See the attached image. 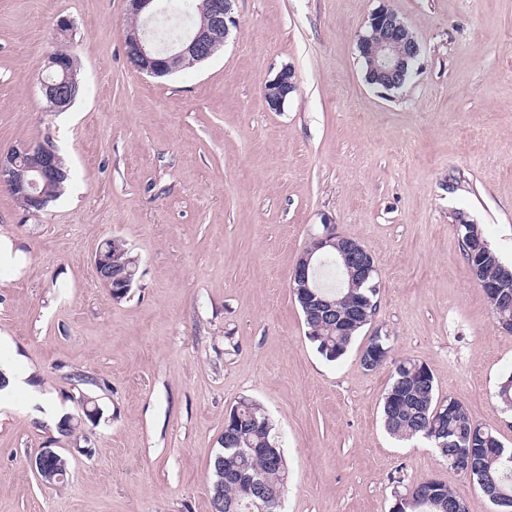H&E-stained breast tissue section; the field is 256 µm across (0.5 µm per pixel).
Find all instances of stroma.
I'll use <instances>...</instances> for the list:
<instances>
[{
    "label": "stroma",
    "instance_id": "obj_1",
    "mask_svg": "<svg viewBox=\"0 0 512 512\" xmlns=\"http://www.w3.org/2000/svg\"><path fill=\"white\" fill-rule=\"evenodd\" d=\"M388 8L420 45L411 78L368 84L358 47ZM223 51L157 79L128 63L125 0H0V152L53 142L74 175L38 215L0 186V233L25 255L0 268V512H212L210 464L242 399L274 421L288 466L283 512H390L436 479L477 512L478 486L419 440L390 436L381 398L417 360L440 397L512 448L495 397L512 373L463 256L459 219L512 266V0H235ZM69 18V39L55 36ZM81 91L46 111L49 54ZM285 67L298 89L271 110ZM332 224L377 266L378 306L340 359L309 339L290 287ZM139 259L113 300L93 257L105 239ZM389 357L367 370L374 333ZM102 416L61 436L56 418ZM68 460L42 483L39 448ZM297 90L295 73L291 68H283L264 87V96L269 108L279 112L283 109L290 95Z\"/></svg>",
    "mask_w": 512,
    "mask_h": 512
}]
</instances>
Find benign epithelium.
I'll return each mask as SVG.
<instances>
[{
  "mask_svg": "<svg viewBox=\"0 0 512 512\" xmlns=\"http://www.w3.org/2000/svg\"><path fill=\"white\" fill-rule=\"evenodd\" d=\"M127 11L143 20L140 28L125 38V54L136 70L154 77L170 73V62L181 58L193 66L211 58L223 47L235 25L232 15L234 0H209L208 10L201 14L193 28L177 41L161 44L152 35L150 25L162 11L160 0H126ZM360 53L367 55L369 66L365 78L368 84L390 91L403 85L418 59L420 47L407 27L388 9L380 8L371 14L367 30L359 38ZM47 69L51 76L41 82L48 109L60 112L72 99L74 74L68 58L52 54ZM297 90L295 73L282 69L264 87L269 108L283 109L290 95ZM65 173L59 166L56 146L50 141L20 143L5 153L0 152V185L22 200L26 211L35 214L51 200L46 193L50 184L60 183ZM336 264L340 285L364 284L372 281L377 268L373 255L358 240L328 231L313 238L298 258L291 274V283L308 287L316 270L326 262ZM98 279L111 297L124 298L133 285L137 259L131 257L121 266L112 265V254L99 246L94 254ZM303 302L319 315L351 325L358 322L357 308L348 304L336 307L324 296L304 295ZM30 464L41 482L51 484L60 479V453L45 447L31 458Z\"/></svg>",
  "mask_w": 512,
  "mask_h": 512,
  "instance_id": "1",
  "label": "benign epithelium"
}]
</instances>
